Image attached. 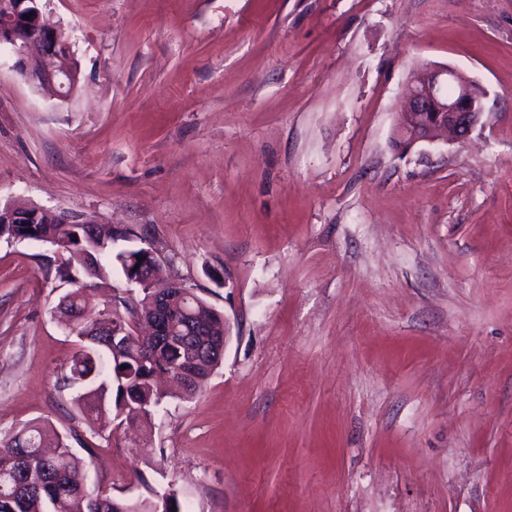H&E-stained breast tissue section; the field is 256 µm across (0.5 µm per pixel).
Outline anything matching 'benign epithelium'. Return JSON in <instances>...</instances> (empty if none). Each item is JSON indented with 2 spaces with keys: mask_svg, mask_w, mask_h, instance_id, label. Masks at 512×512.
Wrapping results in <instances>:
<instances>
[{
  "mask_svg": "<svg viewBox=\"0 0 512 512\" xmlns=\"http://www.w3.org/2000/svg\"><path fill=\"white\" fill-rule=\"evenodd\" d=\"M23 41L25 50L15 52L13 67L37 81V89L64 101L79 83L72 63V43L65 29L44 21L39 0H0V43ZM473 80L449 67L432 66L410 80L398 123V141L407 148L417 143H434L446 133L456 141L466 140L482 123L484 104H476ZM177 292L189 298L191 291L171 280L157 291L149 315H140L148 332L146 339L172 335V324L162 299Z\"/></svg>",
  "mask_w": 512,
  "mask_h": 512,
  "instance_id": "7a95c632",
  "label": "benign epithelium"
}]
</instances>
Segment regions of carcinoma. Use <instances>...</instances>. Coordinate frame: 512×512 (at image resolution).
Listing matches in <instances>:
<instances>
[{
    "instance_id": "1",
    "label": "carcinoma",
    "mask_w": 512,
    "mask_h": 512,
    "mask_svg": "<svg viewBox=\"0 0 512 512\" xmlns=\"http://www.w3.org/2000/svg\"><path fill=\"white\" fill-rule=\"evenodd\" d=\"M88 234L99 246L90 273L76 258ZM4 237L49 243L68 254L57 274L72 289L67 293L68 303L57 312L65 326L69 312L87 313V319L81 321L86 337H78L82 347L72 356L66 379L76 388L73 403L88 424L104 427L119 418L149 424L162 401L155 386L157 377L182 371L186 386L181 397L185 399L200 392L212 370L222 362L224 355L216 353L205 364L186 365L180 336L171 337L170 343L160 349L140 343L132 324L137 322V312L146 311L151 304L155 286H141L137 298L116 295L109 307L95 310L87 280H103L114 268L128 279L140 261L148 260L151 246L138 245L143 237L134 229L110 224H59L43 213L35 224H20L13 233L5 230ZM186 307L207 320L214 335L222 334L214 308L204 299L198 296L196 303ZM104 322L128 330L118 338L120 349L116 353L112 352V330L105 335L101 332ZM8 445L10 452L0 455V512H181L174 497L165 503L160 499L129 500L87 488L78 479L84 462L72 452L67 437L41 422L15 428Z\"/></svg>"
}]
</instances>
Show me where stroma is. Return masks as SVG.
I'll return each mask as SVG.
<instances>
[{
	"instance_id": "35a3bbf8",
	"label": "stroma",
	"mask_w": 512,
	"mask_h": 512,
	"mask_svg": "<svg viewBox=\"0 0 512 512\" xmlns=\"http://www.w3.org/2000/svg\"><path fill=\"white\" fill-rule=\"evenodd\" d=\"M78 91L0 58V204L142 229L224 314L223 362L145 428L61 377L65 255L0 239V438L183 512H512V0H44ZM488 92L463 143L394 145L423 64Z\"/></svg>"
}]
</instances>
